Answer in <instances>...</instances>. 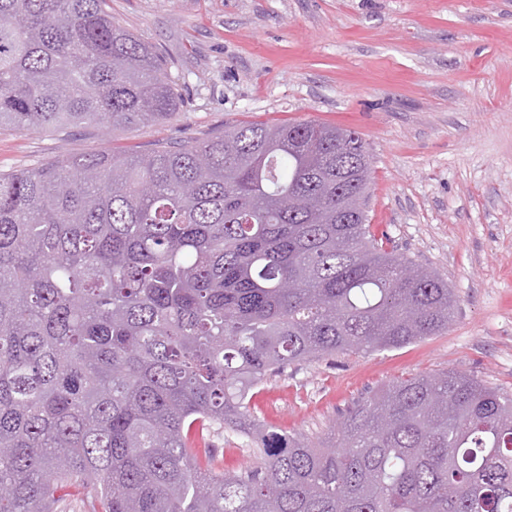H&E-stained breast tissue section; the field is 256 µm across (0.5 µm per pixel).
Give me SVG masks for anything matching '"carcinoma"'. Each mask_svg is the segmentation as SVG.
I'll return each mask as SVG.
<instances>
[{
    "label": "carcinoma",
    "mask_w": 512,
    "mask_h": 512,
    "mask_svg": "<svg viewBox=\"0 0 512 512\" xmlns=\"http://www.w3.org/2000/svg\"><path fill=\"white\" fill-rule=\"evenodd\" d=\"M166 59L107 0H0V125L158 124ZM359 133L246 123L139 154L0 172V512H512V395L455 369L348 408L314 442L251 392L288 366L448 330L437 272L367 224ZM257 465L227 474L214 432ZM68 493V495H67ZM61 500L56 505L57 512H98L95 510V503L86 496L78 495L72 492H60Z\"/></svg>",
    "instance_id": "cac0c4a2"
}]
</instances>
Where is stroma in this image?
<instances>
[{"mask_svg":"<svg viewBox=\"0 0 512 512\" xmlns=\"http://www.w3.org/2000/svg\"><path fill=\"white\" fill-rule=\"evenodd\" d=\"M168 60L170 121L74 132L0 127V172L61 153L147 150L243 122L351 129L372 156L368 219L398 255L436 268L455 318L398 349L289 366L254 390L268 429L327 439L354 402L449 368L512 395V0H110ZM228 472L249 441L212 434Z\"/></svg>","mask_w":512,"mask_h":512,"instance_id":"1","label":"stroma"}]
</instances>
